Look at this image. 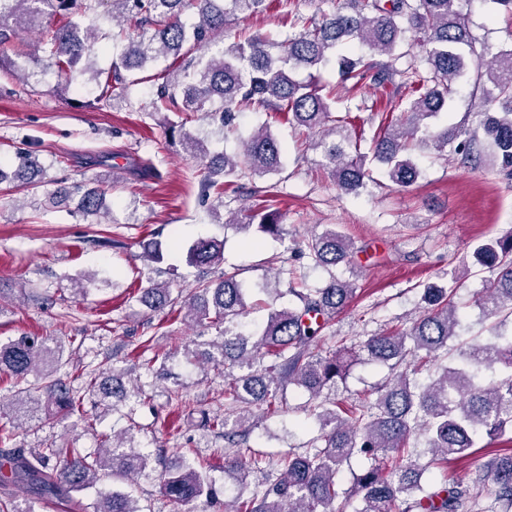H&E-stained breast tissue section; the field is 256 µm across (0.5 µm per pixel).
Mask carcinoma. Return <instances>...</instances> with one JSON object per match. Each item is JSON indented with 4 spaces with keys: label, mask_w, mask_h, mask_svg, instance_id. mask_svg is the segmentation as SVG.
<instances>
[{
    "label": "carcinoma",
    "mask_w": 512,
    "mask_h": 512,
    "mask_svg": "<svg viewBox=\"0 0 512 512\" xmlns=\"http://www.w3.org/2000/svg\"><path fill=\"white\" fill-rule=\"evenodd\" d=\"M463 0H345L322 20L282 40L242 36L228 47L218 45L217 35L232 18L267 8V0H0V72L23 78L25 85L45 84L58 95L73 90L89 97L88 106L112 109L127 105L128 90L139 83L130 73L160 60H171L157 75L151 112L189 116L205 112L220 127L230 130L235 108L257 104L279 112L318 136L323 166L346 194H357L368 177L365 156L353 157L347 138L337 140L330 103L335 91L323 94L310 81L293 77L296 70L325 65L337 57L340 82L369 76L377 85L397 84L409 91L399 117L381 126L372 143V160L390 182L400 187L415 183L420 175L411 153L417 139L442 152L452 146L463 162L475 168L485 162L506 177L512 176V47L491 60L474 46L462 8ZM194 10L196 21L182 16ZM23 31L38 34L41 51L31 69L17 47ZM408 33L424 35L428 71L409 65L399 70L394 55ZM389 57L374 62L356 56L357 47ZM112 52L110 67L96 66L94 49ZM477 70L479 83L491 86L492 99L459 124L432 135L425 120L447 110L453 85ZM183 149L204 162L199 182L203 197L218 178L277 174L283 170L284 147L266 126L254 130L238 154L214 152L206 139L182 133ZM13 180L17 187H40L42 170L31 156H15ZM56 206L77 200L76 212L84 218L109 214L99 188L68 185L63 181L50 195ZM258 231L271 236L283 233L276 210L250 215ZM299 258L326 269L349 265L353 244L334 228L315 234L298 247ZM473 258L492 272L475 304L487 318L512 316V234L489 238L473 250ZM224 259V242L198 239L187 248L186 261L195 267H212ZM459 269L448 285L428 284L421 294V314L407 328L368 337L360 350L368 359L385 365L391 377L373 400L347 406L323 395L344 377L347 347L326 352L312 343L329 320L343 310L355 294L349 280L331 276L321 287L288 289L299 304L271 311L250 330L238 328L246 312V290L235 276L219 281L202 280L185 296H172L167 285L144 289L140 302L152 312H163L183 303L184 319L214 328L216 337L205 351L184 349L188 361L206 360L224 367V400L241 405L235 419L203 415L205 425L224 430L229 443L240 445L236 428L249 422L252 408L271 410L284 402L283 391L295 385L311 399H322L315 415L321 434L310 449L290 452L281 462L280 474L257 484L246 499L227 496L203 463H184L159 477L160 493L176 503L205 499L214 512H336L337 479L342 466L353 458L370 465L352 474L350 494L360 498L356 512H512V448L497 454L475 471L471 482L433 487L424 475L433 464L472 454L479 436L489 440L512 431V333L495 332L487 341H474L452 350L448 341L460 324L454 301ZM272 355L277 362L266 365ZM414 370L401 371L408 357ZM440 360L438 375L420 382L421 368ZM60 353L44 336H20L0 342V373L27 384L21 403L45 412V420L62 421L79 411L80 398L58 376ZM36 374L41 384H28ZM86 388L104 399L124 401L144 398L140 387L127 388L115 371L89 374ZM426 437L429 461L409 450L416 432ZM97 454L79 448H10L0 451V489L25 483L37 500L55 499L78 512H142L132 494L101 489L102 472L112 478L141 475L151 469V455L127 434L102 436ZM251 467L233 456L224 459V475L239 486L246 484ZM493 488L485 489L486 483Z\"/></svg>",
    "instance_id": "obj_1"
}]
</instances>
